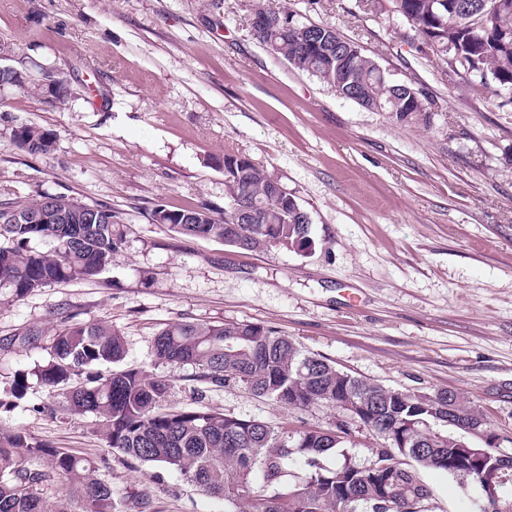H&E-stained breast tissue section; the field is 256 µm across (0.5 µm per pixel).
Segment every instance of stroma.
I'll use <instances>...</instances> for the list:
<instances>
[{
  "label": "stroma",
  "mask_w": 512,
  "mask_h": 512,
  "mask_svg": "<svg viewBox=\"0 0 512 512\" xmlns=\"http://www.w3.org/2000/svg\"><path fill=\"white\" fill-rule=\"evenodd\" d=\"M435 102L430 126L341 98L251 32L252 0H0L4 62L72 95L0 89V200L66 195L104 205L124 235L92 280L16 301L0 294V429L97 462L116 512H224L176 471L115 453L93 415L33 376L66 318L119 329L123 367L169 379L176 407L259 417L285 433L326 427L334 407L288 408L194 380L154 355L166 324L260 323L341 371L390 388L448 389L512 453V112L495 89L448 78L420 38L364 0H286ZM53 131L32 156L16 126ZM277 176L309 214L315 247L249 252L153 223L169 209L224 208V156ZM36 330L37 344L24 342ZM28 372L22 398L11 393ZM436 512H474L475 486L429 473Z\"/></svg>",
  "instance_id": "1"
}]
</instances>
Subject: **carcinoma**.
Instances as JSON below:
<instances>
[{"label":"carcinoma","mask_w":512,"mask_h":512,"mask_svg":"<svg viewBox=\"0 0 512 512\" xmlns=\"http://www.w3.org/2000/svg\"><path fill=\"white\" fill-rule=\"evenodd\" d=\"M375 0L377 8L413 22L420 51L464 75L480 89L512 91V0ZM253 14L267 19L256 38L293 67L351 95L371 111L400 123L427 124L434 102L412 83L396 81L372 58L345 63L353 43L335 29L300 22L281 31L292 14L279 0H254ZM30 155L54 150L55 134L32 125L14 131ZM277 179L249 158L224 154V212L185 208L200 224L167 217L188 237L226 241L244 251L301 250L303 214L273 201ZM258 204L257 216L236 213L240 200ZM113 224H86L77 212L68 224L0 222V290L21 300L72 279L90 280L111 263L124 238ZM33 240L49 244L30 247ZM155 355L189 366L215 387L242 386L260 398L294 408L360 403L355 421L283 435L258 417L241 418L203 408L169 409L172 386L141 370L96 367L126 355L120 330L97 321L67 320L55 330L50 359L36 376L51 392L65 391L66 410L97 418L96 433L122 455L177 471L207 496L224 501L225 512H431L432 491L424 471H440L478 488L475 512H512V467L485 461L470 465V442L451 431L480 420L456 393L394 390L355 377L302 349L290 336L251 322L172 323L161 329ZM88 375L84 382L73 378ZM457 424H448V409ZM383 439L359 465L345 451L351 425ZM59 481L64 494L49 502L46 486ZM0 512H115L112 487L88 458L41 441L22 428L0 429Z\"/></svg>","instance_id":"obj_1"}]
</instances>
